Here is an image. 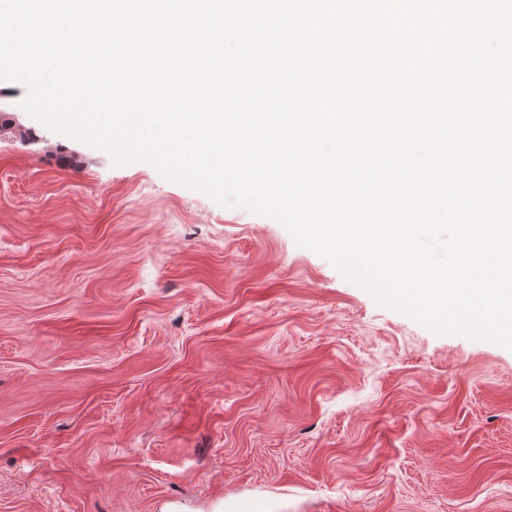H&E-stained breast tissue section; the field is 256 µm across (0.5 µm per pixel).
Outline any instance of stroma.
Segmentation results:
<instances>
[{
    "label": "stroma",
    "instance_id": "obj_1",
    "mask_svg": "<svg viewBox=\"0 0 512 512\" xmlns=\"http://www.w3.org/2000/svg\"><path fill=\"white\" fill-rule=\"evenodd\" d=\"M0 80V512H512V348L378 306L271 217Z\"/></svg>",
    "mask_w": 512,
    "mask_h": 512
}]
</instances>
